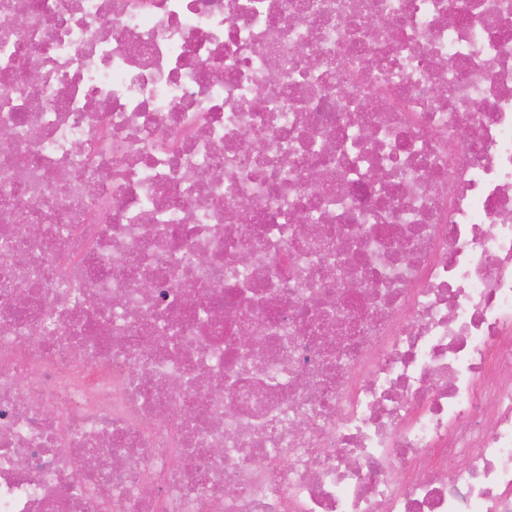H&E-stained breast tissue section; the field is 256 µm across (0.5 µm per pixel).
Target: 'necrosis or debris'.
I'll return each mask as SVG.
<instances>
[{"label": "necrosis or debris", "mask_w": 512, "mask_h": 512, "mask_svg": "<svg viewBox=\"0 0 512 512\" xmlns=\"http://www.w3.org/2000/svg\"><path fill=\"white\" fill-rule=\"evenodd\" d=\"M0 130V512H512V0H0Z\"/></svg>", "instance_id": "obj_1"}]
</instances>
